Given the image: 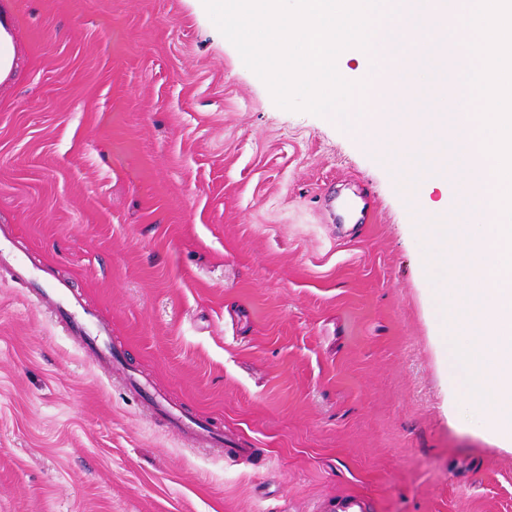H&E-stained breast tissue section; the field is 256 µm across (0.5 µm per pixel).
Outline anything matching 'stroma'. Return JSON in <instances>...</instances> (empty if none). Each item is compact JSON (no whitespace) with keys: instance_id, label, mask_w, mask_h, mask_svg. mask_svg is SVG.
Segmentation results:
<instances>
[{"instance_id":"35a3bbf8","label":"stroma","mask_w":512,"mask_h":512,"mask_svg":"<svg viewBox=\"0 0 512 512\" xmlns=\"http://www.w3.org/2000/svg\"><path fill=\"white\" fill-rule=\"evenodd\" d=\"M0 83V512H512L459 410V272L385 159L278 107L202 0H8ZM65 284L189 448L33 292ZM9 28L7 7L0 5V82L11 76L15 68V47ZM139 396L148 409L165 416L169 429L179 435L187 447H219L228 457H237L243 450L241 448H222L224 440L221 434L215 432L196 416L170 411L161 396L153 397L146 390H140Z\"/></svg>"}]
</instances>
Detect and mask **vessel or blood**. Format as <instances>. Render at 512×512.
<instances>
[{
	"instance_id": "obj_1",
	"label": "vessel or blood",
	"mask_w": 512,
	"mask_h": 512,
	"mask_svg": "<svg viewBox=\"0 0 512 512\" xmlns=\"http://www.w3.org/2000/svg\"><path fill=\"white\" fill-rule=\"evenodd\" d=\"M38 301L57 315L67 335L80 350L94 357L99 370L108 376L123 375L122 356L109 342L112 334L110 324L92 320L80 303L67 300L56 288L41 289ZM139 396L147 408L165 416L169 429L179 435L187 447H221L226 456H238V449L225 448L222 435L198 417L169 411L162 397L153 396L148 391H140Z\"/></svg>"
}]
</instances>
